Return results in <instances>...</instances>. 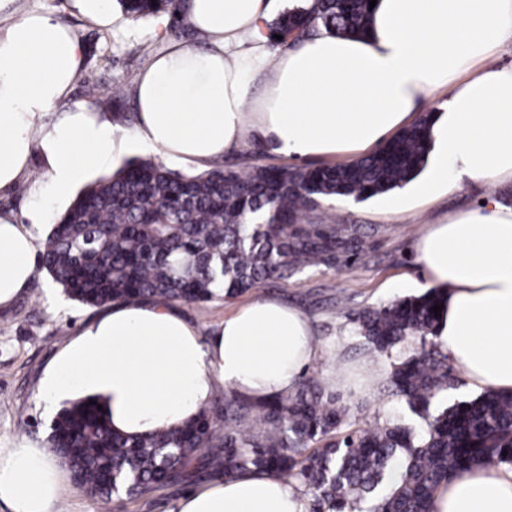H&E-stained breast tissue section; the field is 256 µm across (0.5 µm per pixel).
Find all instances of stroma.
Returning <instances> with one entry per match:
<instances>
[{"label":"stroma","instance_id":"1","mask_svg":"<svg viewBox=\"0 0 512 512\" xmlns=\"http://www.w3.org/2000/svg\"><path fill=\"white\" fill-rule=\"evenodd\" d=\"M12 9L13 19L41 12L75 32L83 50L82 79L75 83L70 101H85L84 81L95 78L104 90L97 110L111 115L119 128L133 131L137 123L135 80L172 41L162 18L135 20L116 5L112 8V25L102 27L78 14L71 0H15ZM117 84L123 85L124 94L116 100L110 91ZM293 163V158L272 152L251 136L225 152L223 158L224 166L230 169L288 167ZM488 192L485 184L465 181L452 193L411 211L396 210L394 201L402 194L398 188L361 202L339 198L326 201L323 212L367 239L368 245L358 258L337 269L310 267L288 279L270 280L233 299L180 302L176 308L206 338L225 316L248 301L269 297L296 306L311 318L322 346L320 358L311 364L308 373L348 406V425L361 429L390 414L412 423L399 398L378 395L390 361L363 350L351 333V318L364 309L420 294L416 239L429 225L480 207ZM97 313V308L68 298L44 272L11 307L0 310V448L21 442L46 447L54 416L45 412L36 398L38 382L59 348ZM369 365L374 372L364 386L355 374ZM335 375L340 378L336 384L331 381Z\"/></svg>","mask_w":512,"mask_h":512}]
</instances>
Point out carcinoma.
<instances>
[{
  "label": "carcinoma",
  "instance_id": "cac0c4a2",
  "mask_svg": "<svg viewBox=\"0 0 512 512\" xmlns=\"http://www.w3.org/2000/svg\"><path fill=\"white\" fill-rule=\"evenodd\" d=\"M126 16L168 17L176 37L205 39L183 25L181 0H118ZM369 0H308L267 23L272 48L292 49L324 30L362 35ZM431 113L348 164L184 174L136 158L80 193L52 225L40 268L74 300L200 302L233 298L309 267L335 268L364 249L342 225L313 224L311 211L336 197L365 201L401 188L426 166ZM435 289L357 313L355 336L391 360L384 391L421 428L386 418L346 431L347 408L319 379L301 378L287 398H216L187 424L148 436L112 432L102 400L86 397L53 421L50 453L68 464L89 497L124 501L194 473L232 478L252 469L297 481L316 512H432L438 487L486 462L512 465V395L487 390L444 409L448 354L435 335ZM420 339L412 348L409 341ZM401 479L390 484L392 465Z\"/></svg>",
  "mask_w": 512,
  "mask_h": 512
}]
</instances>
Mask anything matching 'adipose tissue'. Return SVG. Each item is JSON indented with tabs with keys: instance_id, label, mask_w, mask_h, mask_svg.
I'll use <instances>...</instances> for the list:
<instances>
[{
	"instance_id": "adipose-tissue-1",
	"label": "adipose tissue",
	"mask_w": 512,
	"mask_h": 512,
	"mask_svg": "<svg viewBox=\"0 0 512 512\" xmlns=\"http://www.w3.org/2000/svg\"><path fill=\"white\" fill-rule=\"evenodd\" d=\"M272 0H185V23L209 36L156 57L135 83V137L162 157L204 164L245 132L292 158L367 153L414 120L422 101L448 97L428 130V173L400 209L463 181H512V67L490 58L512 38V0H376L362 36L321 32L268 50ZM82 48L51 16L0 25V190L41 156L45 185L25 219L0 212V308L36 278L38 228L55 200L87 173L106 177L125 133L65 100ZM262 91L252 95L254 82ZM423 286L444 291L436 340L471 385L512 393V206L488 195L475 210L431 225L416 243ZM320 343L298 308L257 299L209 339L163 304H112L53 357L38 399L45 409L75 391L100 395L113 432L142 436L194 417L224 386L266 401L292 392ZM71 487L42 449H0V504L51 512ZM178 512H307V496L271 473L247 472L184 494ZM433 512H512V468L482 465L441 485Z\"/></svg>"
}]
</instances>
